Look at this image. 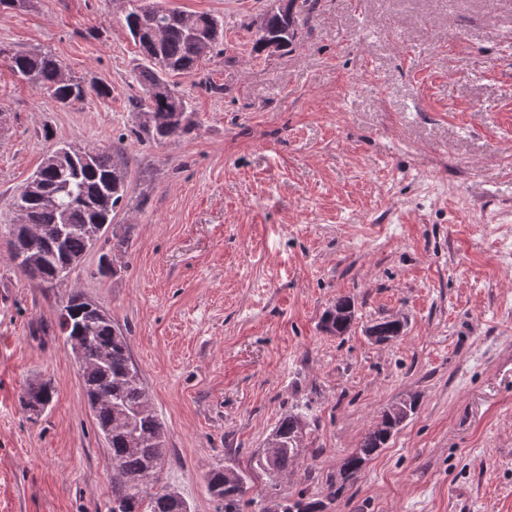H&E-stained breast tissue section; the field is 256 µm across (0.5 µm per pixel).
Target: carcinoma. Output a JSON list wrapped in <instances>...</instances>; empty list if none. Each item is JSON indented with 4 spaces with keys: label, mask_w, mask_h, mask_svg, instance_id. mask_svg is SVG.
Masks as SVG:
<instances>
[{
    "label": "carcinoma",
    "mask_w": 512,
    "mask_h": 512,
    "mask_svg": "<svg viewBox=\"0 0 512 512\" xmlns=\"http://www.w3.org/2000/svg\"><path fill=\"white\" fill-rule=\"evenodd\" d=\"M124 23L142 55L138 83L143 96L132 100L138 140L163 144L190 132L194 126L189 98L170 84L168 75L191 73L200 60L223 40L224 26L207 13L188 15L164 7L158 0H125ZM297 17L281 6L267 11L257 23L252 52L263 53V42L273 36L291 45L297 37ZM15 74L47 93L61 108L82 102L87 88L79 78L63 76V62L45 50H14L8 54ZM128 165L119 151L109 147H73L59 144L49 150L40 167L14 196L18 220L34 231L36 240L9 230L10 260L17 263L37 286L53 288L68 281L71 262L81 260L105 237L114 216L126 198ZM128 240L112 234V249L100 254L97 271L102 277L116 273L112 254L124 252ZM67 313L58 316L66 342L76 341L87 359L83 378L86 394L94 395L90 406L99 433L112 457V498L107 512H190L179 492L162 485L167 455V431L156 414L141 374L133 362L121 326L106 319L88 323L90 300L72 288ZM335 314L326 325L341 336L355 320L354 303L339 297L326 311ZM376 341L400 335L398 320H383L371 326ZM53 389L47 382L30 386L23 397L26 410L51 402ZM384 420L364 435L345 461L341 485L327 481L326 498L334 499L344 483L357 477L372 456L385 447L391 434ZM306 428L300 412L282 417L269 435L266 449L255 455V468L268 481L269 498L278 512H324L325 502L300 493L278 498V479L297 460ZM247 476L234 468L211 469L206 478L209 495L224 506V512H241Z\"/></svg>",
    "instance_id": "carcinoma-1"
}]
</instances>
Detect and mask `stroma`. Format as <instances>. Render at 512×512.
Masks as SVG:
<instances>
[{
	"instance_id": "1",
	"label": "stroma",
	"mask_w": 512,
	"mask_h": 512,
	"mask_svg": "<svg viewBox=\"0 0 512 512\" xmlns=\"http://www.w3.org/2000/svg\"><path fill=\"white\" fill-rule=\"evenodd\" d=\"M273 0H166L224 38L173 76L195 127L130 136L140 53L121 0L0 7V45L52 51L86 84L70 108L0 58V512H107L112 459L58 308L78 288L129 329L167 429L164 484L216 512L206 473L249 479L269 433L309 409L293 498L326 494L389 405L417 410L325 512H512V0H296L298 37L254 54ZM121 146L128 234L116 275L91 250L39 288L9 259L13 197L53 144ZM345 335L321 328L337 297ZM403 322L385 344L366 334ZM51 382L34 415L25 390ZM334 315L331 322H328L326 328L329 333L336 334L338 336L344 335L350 330L355 320V308L354 303L349 297H339L336 299V303L328 309L323 317L322 323L326 324L327 316L329 314ZM337 313V317H336Z\"/></svg>"
}]
</instances>
